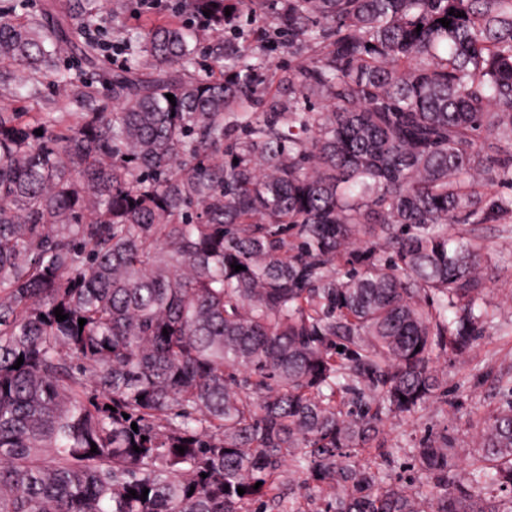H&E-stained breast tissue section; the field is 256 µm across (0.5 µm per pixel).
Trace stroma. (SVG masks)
<instances>
[{
	"label": "stroma",
	"instance_id": "1",
	"mask_svg": "<svg viewBox=\"0 0 512 512\" xmlns=\"http://www.w3.org/2000/svg\"><path fill=\"white\" fill-rule=\"evenodd\" d=\"M177 0H98L93 27L102 32L103 56L121 64L133 44L132 37L150 23H161L173 15ZM20 112H70L74 106L69 93L44 84L40 97H31L18 85L0 89ZM488 247L483 274L500 322L512 321V223L485 224L479 230ZM445 372L444 394L422 406L412 417L388 418L385 430L398 448L385 467L407 489L417 490L424 478L411 465L412 450L431 433L447 430L458 450L459 465H466L472 448L478 447L481 432L473 422L475 414L486 415L504 404L499 380L512 376V335L493 329L478 338L462 358L440 356Z\"/></svg>",
	"mask_w": 512,
	"mask_h": 512
}]
</instances>
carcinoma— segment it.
<instances>
[{"mask_svg": "<svg viewBox=\"0 0 512 512\" xmlns=\"http://www.w3.org/2000/svg\"><path fill=\"white\" fill-rule=\"evenodd\" d=\"M181 2L236 31L264 0ZM278 2L311 55L227 39L218 78L173 21L114 69L71 24L95 0L0 11V87L71 91L72 51L112 99L0 101V512H512V378L467 467L446 427L418 490L376 462L497 317L512 0ZM265 53L271 61L281 65H287L288 61L301 58L300 54L296 51V47L288 50V37H283L266 44ZM1 95L12 99L18 112H78L71 103V94L49 83L44 84L39 98H32L25 88L15 84L1 88ZM478 233L488 246L483 274L490 289V301L498 308L496 322L512 321V222L484 224Z\"/></svg>", "mask_w": 512, "mask_h": 512, "instance_id": "1", "label": "carcinoma"}]
</instances>
